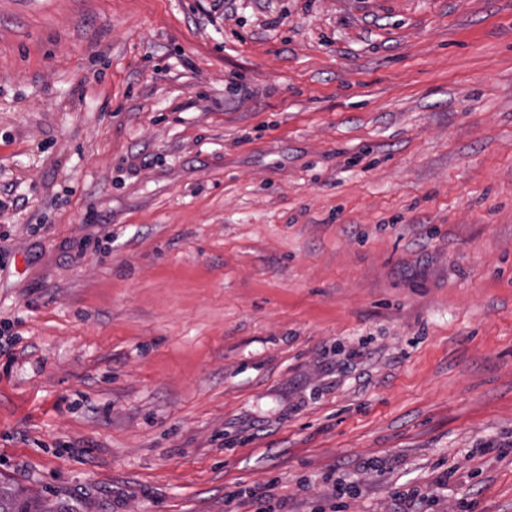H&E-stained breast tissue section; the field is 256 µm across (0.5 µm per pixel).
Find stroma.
Wrapping results in <instances>:
<instances>
[{
	"mask_svg": "<svg viewBox=\"0 0 512 512\" xmlns=\"http://www.w3.org/2000/svg\"><path fill=\"white\" fill-rule=\"evenodd\" d=\"M210 2L0 0V480L512 512V0ZM394 508L389 512H427V506L429 504L428 498L420 496L418 494L396 492L394 494Z\"/></svg>",
	"mask_w": 512,
	"mask_h": 512,
	"instance_id": "1",
	"label": "stroma"
}]
</instances>
